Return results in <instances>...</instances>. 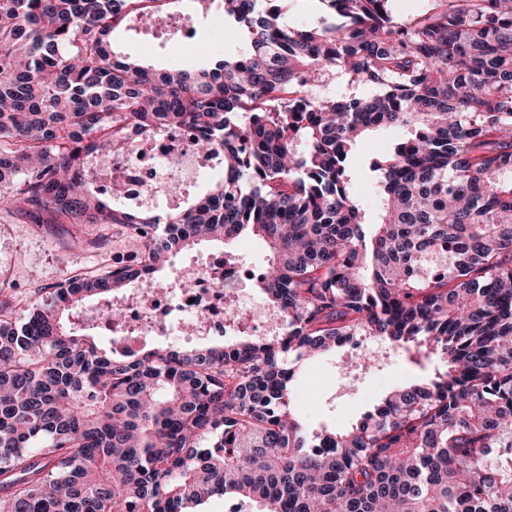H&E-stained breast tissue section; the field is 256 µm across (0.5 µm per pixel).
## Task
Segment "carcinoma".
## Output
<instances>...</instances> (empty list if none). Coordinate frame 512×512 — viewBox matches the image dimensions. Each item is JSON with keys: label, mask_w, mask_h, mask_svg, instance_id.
Here are the masks:
<instances>
[{"label": "carcinoma", "mask_w": 512, "mask_h": 512, "mask_svg": "<svg viewBox=\"0 0 512 512\" xmlns=\"http://www.w3.org/2000/svg\"><path fill=\"white\" fill-rule=\"evenodd\" d=\"M221 0L244 48L154 72L114 50L169 0H0V208L34 224H126L136 257L70 271L19 321L0 305V512H512V0ZM332 68L369 96L313 97ZM192 124L223 170L167 215L103 201L83 143ZM407 136L370 167L379 219L350 190L367 132ZM253 235L256 288L288 333L191 351L99 346L86 300L201 240ZM373 340L435 362L343 430L292 410L294 362ZM284 3V20L294 26L314 24L325 14L323 5L308 0H287Z\"/></svg>", "instance_id": "carcinoma-1"}]
</instances>
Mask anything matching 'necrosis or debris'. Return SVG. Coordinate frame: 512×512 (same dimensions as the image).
Returning <instances> with one entry per match:
<instances>
[{
    "label": "necrosis or debris",
    "instance_id": "4bbe7bcc",
    "mask_svg": "<svg viewBox=\"0 0 512 512\" xmlns=\"http://www.w3.org/2000/svg\"><path fill=\"white\" fill-rule=\"evenodd\" d=\"M125 134L130 144L126 154L102 160L89 153L79 172L104 193L116 188L122 199L153 205L172 185L196 184L211 166L196 148L199 132L193 126H167L154 135L130 126ZM261 275V268L236 258L205 265L187 284L176 279L160 285L147 276L139 288L113 295L121 320H113L105 310L87 311L83 319L110 336L119 353L136 350L143 337L181 332L188 323L197 337L279 336L285 331L283 317L260 310L242 289L243 282L256 281Z\"/></svg>",
    "mask_w": 512,
    "mask_h": 512
}]
</instances>
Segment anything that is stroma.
<instances>
[{
  "mask_svg": "<svg viewBox=\"0 0 512 512\" xmlns=\"http://www.w3.org/2000/svg\"><path fill=\"white\" fill-rule=\"evenodd\" d=\"M172 14L195 29L193 49L180 45L175 30L137 24L119 35L120 51L149 68L163 70L189 64L205 66L240 52L241 31L219 6H212L204 14L198 11L194 0H179ZM402 135L399 128L373 131L361 141L351 159L352 190L369 219L377 217L376 186L383 178L381 172L371 169L370 163L385 155ZM140 249V240L123 224L39 227L22 215L0 211V282L9 285L0 293V301L10 303L18 318H25L30 303L45 299L73 264H80L83 272L93 274ZM224 249L258 266L266 260L267 248L256 239L243 238L225 247L203 242L174 254L158 277L168 279L182 267ZM340 360L336 354L300 364L293 405L309 430L345 428L395 386L424 373L421 365L410 362L403 353L385 360L381 367L351 373L343 369Z\"/></svg>",
  "mask_w": 512,
  "mask_h": 512,
  "instance_id": "obj_1",
  "label": "stroma"
}]
</instances>
